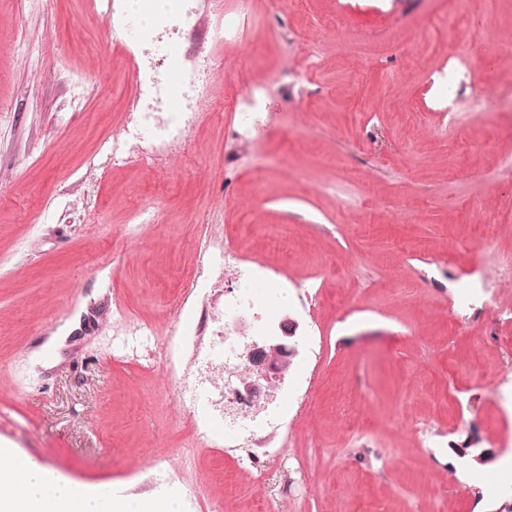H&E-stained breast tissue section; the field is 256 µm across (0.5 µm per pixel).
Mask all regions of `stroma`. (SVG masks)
Listing matches in <instances>:
<instances>
[{"instance_id": "1", "label": "stroma", "mask_w": 512, "mask_h": 512, "mask_svg": "<svg viewBox=\"0 0 512 512\" xmlns=\"http://www.w3.org/2000/svg\"><path fill=\"white\" fill-rule=\"evenodd\" d=\"M87 2L0 0V448L87 489L183 492L192 512H496L512 499V471L491 479L474 461L512 453V324L471 309L466 288L475 242L512 249V183L495 176L512 125L463 112L446 135L402 111L432 106L425 72L448 35L489 57L463 0H308L287 12L289 47L282 0H257L225 56L262 82L317 53L324 91L277 89L267 109L285 136L229 154L233 88L216 80L221 110L191 127L160 195L149 166L84 179L135 81ZM73 73L89 77L88 101L65 112ZM139 198L157 223H132ZM284 226L286 254L268 247ZM227 237L265 268L262 297L284 274L346 270L322 308L292 288L272 312L300 327L276 389L288 431L266 447L225 448L223 420H197L178 398L224 377L198 364L195 335L201 310L223 311L224 280L192 277ZM442 252L454 263L426 266Z\"/></svg>"}]
</instances>
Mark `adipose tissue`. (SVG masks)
Returning <instances> with one entry per match:
<instances>
[{
  "mask_svg": "<svg viewBox=\"0 0 512 512\" xmlns=\"http://www.w3.org/2000/svg\"><path fill=\"white\" fill-rule=\"evenodd\" d=\"M0 512H178V507L168 499L118 498L104 489L90 493L0 448Z\"/></svg>",
  "mask_w": 512,
  "mask_h": 512,
  "instance_id": "obj_1",
  "label": "adipose tissue"
}]
</instances>
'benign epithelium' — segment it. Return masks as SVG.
Segmentation results:
<instances>
[{"instance_id":"1","label":"benign epithelium","mask_w":512,"mask_h":512,"mask_svg":"<svg viewBox=\"0 0 512 512\" xmlns=\"http://www.w3.org/2000/svg\"><path fill=\"white\" fill-rule=\"evenodd\" d=\"M298 329V321L286 316L278 323L277 335L261 344L253 341L246 345L242 358L255 379L242 381V389L238 390L245 402L258 403L267 395L266 389L284 379L297 354Z\"/></svg>"}]
</instances>
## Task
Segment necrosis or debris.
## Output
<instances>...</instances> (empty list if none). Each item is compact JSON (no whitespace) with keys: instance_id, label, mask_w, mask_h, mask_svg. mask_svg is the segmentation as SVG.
Returning <instances> with one entry per match:
<instances>
[{"instance_id":"1","label":"necrosis or debris","mask_w":512,"mask_h":512,"mask_svg":"<svg viewBox=\"0 0 512 512\" xmlns=\"http://www.w3.org/2000/svg\"><path fill=\"white\" fill-rule=\"evenodd\" d=\"M195 0H91L110 38V46L125 54L142 49L133 57L135 86L128 104L133 120L113 133L98 151L101 163L116 167L136 164L162 166L177 147L185 146L190 124L204 122L214 115L211 87L220 77L231 76L235 62L225 57L224 46L236 41L250 15L251 0L228 10L224 0H213L214 19L200 26ZM470 44L448 39L430 68L432 76L452 93L453 110L476 113L484 122L512 120V88L480 80ZM270 87L259 82L242 89L234 102L233 121L224 129L226 143L243 146L259 132L275 135L277 126L260 107L268 99ZM493 274L485 278L488 302L501 315L512 314V252L496 254ZM219 271L229 284L224 292V321L212 325V341L232 352L239 345V318L267 316L270 307H286L288 289L280 287L266 300L254 294L257 268L248 265L237 248L225 245L213 267H201L200 275ZM180 399L194 411L222 409L224 434L233 439H252L256 428L278 431L281 404L269 400L258 409L242 407L228 387L194 386L184 389Z\"/></svg>"}]
</instances>
